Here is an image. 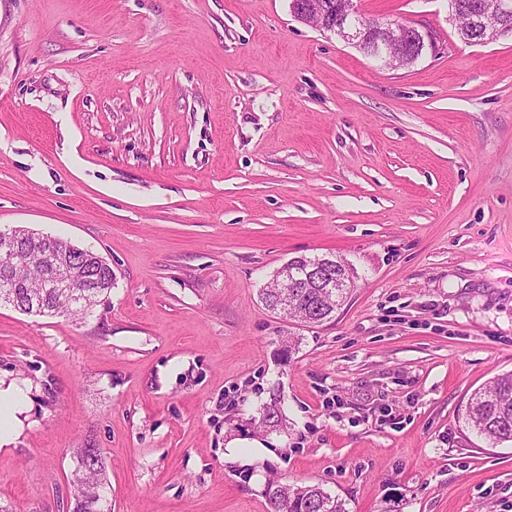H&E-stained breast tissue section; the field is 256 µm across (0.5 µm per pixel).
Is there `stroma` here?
<instances>
[{
    "label": "stroma",
    "mask_w": 512,
    "mask_h": 512,
    "mask_svg": "<svg viewBox=\"0 0 512 512\" xmlns=\"http://www.w3.org/2000/svg\"><path fill=\"white\" fill-rule=\"evenodd\" d=\"M357 5L439 52L383 67L290 0H0V227L116 275L82 319L0 307V380L30 396L13 512H69L85 445L112 512H273L274 479L512 512V444L461 417L512 371V37L463 42L448 0ZM322 255L357 275L332 320L265 308Z\"/></svg>",
    "instance_id": "35a3bbf8"
}]
</instances>
